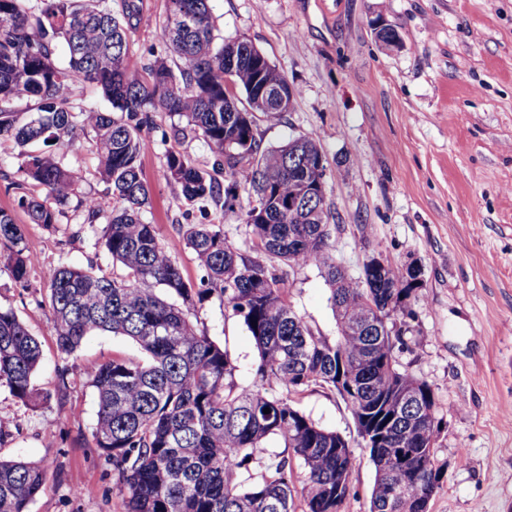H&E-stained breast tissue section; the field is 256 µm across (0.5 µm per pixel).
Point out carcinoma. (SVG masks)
I'll list each match as a JSON object with an SVG mask.
<instances>
[{"label":"carcinoma","mask_w":512,"mask_h":512,"mask_svg":"<svg viewBox=\"0 0 512 512\" xmlns=\"http://www.w3.org/2000/svg\"><path fill=\"white\" fill-rule=\"evenodd\" d=\"M134 0L117 14L111 0H0V141L20 147L12 188L33 224L51 229L59 206L77 198L95 244L123 274L61 264L51 269L48 304L59 353L69 357L99 331L126 336L142 358L115 357L90 376L98 399L92 432L112 466L126 512H339L356 457L346 437L303 413L294 396L337 393L358 435L372 432L376 479L370 512H428L444 470L434 448L440 419L430 385L400 370L405 345L397 319L411 314L421 270L387 260L364 263L353 279L333 258L324 187L295 208L282 202L301 185L324 182L325 156L300 136L263 148L257 113L276 115L285 75L251 42L215 32L210 0H166L159 38L183 65L132 61ZM95 84L110 109L76 106L70 81ZM33 101L21 110L16 104ZM167 112L186 122L214 156L219 184L176 149L163 174L184 200L201 204L224 192L232 211L247 193L246 241L230 242L222 224H185L183 237L202 272L186 278L144 212L151 204L142 158L143 128ZM94 132L99 174L112 197L78 196L79 176L53 145ZM104 219L102 228L95 221ZM25 227L0 209V258L10 279L29 286ZM317 262L331 287L337 334L311 327L295 310L283 268ZM224 315L243 321L259 355L250 383L230 351L197 327L213 294ZM257 325H252V322ZM41 348L14 309L0 304V383L27 405L46 396L32 385ZM281 393L273 392V387ZM270 413H264V409ZM272 440L285 451L264 454ZM259 469L241 476L250 460ZM46 467L0 460V512H28Z\"/></svg>","instance_id":"carcinoma-1"}]
</instances>
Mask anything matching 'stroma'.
Returning a JSON list of instances; mask_svg holds the SVG:
<instances>
[{
  "label": "stroma",
  "instance_id": "obj_1",
  "mask_svg": "<svg viewBox=\"0 0 512 512\" xmlns=\"http://www.w3.org/2000/svg\"><path fill=\"white\" fill-rule=\"evenodd\" d=\"M129 47L148 65L164 55L158 30L166 0H136ZM212 21L227 38L251 41L296 91L290 111L259 117L262 146L297 136L318 141L326 158L325 204L336 226L334 255L351 276L378 255L421 270L406 321L402 369L432 388L442 420L435 458L445 476L429 512H512V0H211ZM383 14L400 28L403 47L376 42L370 21ZM144 135L143 170L152 190L145 212L185 276L199 279L186 247V224L223 225L243 246V215L223 197L185 202L160 171L167 149L188 154L204 170L213 155L178 117L157 113ZM80 178L79 192L106 198L97 173L94 134L79 132L62 147ZM18 150L0 142V209L25 225L31 284L16 286L0 271V303L12 306L42 348L33 376L49 394L31 407L0 385V458L45 466L49 478L30 512H125L112 468L99 458L92 430L97 396L89 375L117 356L139 357L127 337L102 333L70 357L57 351L47 303V272L61 264L112 273L87 214L63 206L57 229L29 223L11 187ZM289 297L323 334L335 336L330 290L321 268L288 272ZM198 325L238 357L251 381L257 360L243 322L225 316L219 298ZM66 379H59L61 367ZM298 407L350 441L357 465L340 512H369L375 468L350 410L333 392L315 389Z\"/></svg>",
  "mask_w": 512,
  "mask_h": 512
}]
</instances>
